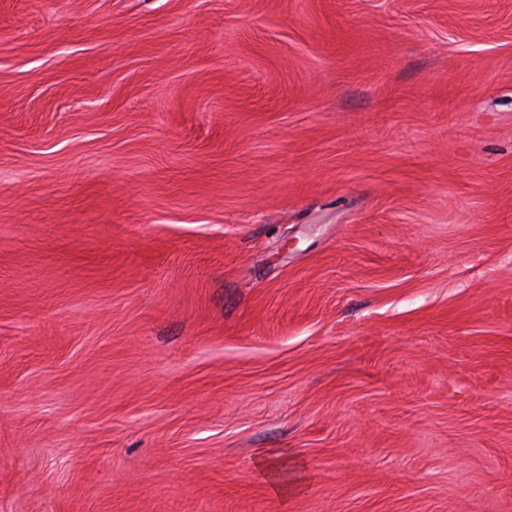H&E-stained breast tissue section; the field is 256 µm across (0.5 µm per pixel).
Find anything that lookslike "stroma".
<instances>
[{
	"label": "stroma",
	"mask_w": 512,
	"mask_h": 512,
	"mask_svg": "<svg viewBox=\"0 0 512 512\" xmlns=\"http://www.w3.org/2000/svg\"><path fill=\"white\" fill-rule=\"evenodd\" d=\"M0 512H512V0H0Z\"/></svg>",
	"instance_id": "stroma-1"
}]
</instances>
